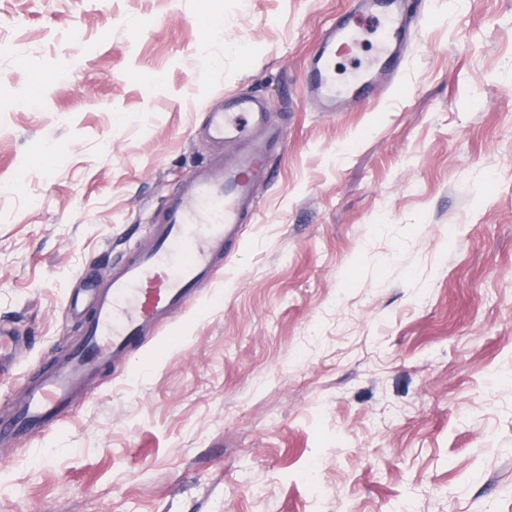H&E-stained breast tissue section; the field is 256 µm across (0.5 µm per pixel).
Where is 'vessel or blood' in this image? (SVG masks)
<instances>
[{
	"label": "vessel or blood",
	"mask_w": 512,
	"mask_h": 512,
	"mask_svg": "<svg viewBox=\"0 0 512 512\" xmlns=\"http://www.w3.org/2000/svg\"><path fill=\"white\" fill-rule=\"evenodd\" d=\"M366 6V0H352L351 12L337 15L323 30L307 67L305 87L325 111L343 100L378 96L385 79H396L405 56L418 44L420 16L409 0H382L373 12L383 34L375 63L359 72L351 86L336 87L330 66L349 48L352 11ZM267 112L254 97L238 95L227 98L223 110L210 113L211 139L231 145V152L182 181L154 226L150 247L127 254L105 287L96 290L81 341L41 376L23 382L13 415L0 419V439L61 420L72 396L92 375L137 350L214 278L238 248L242 226L254 220L255 191L269 177L262 145Z\"/></svg>",
	"instance_id": "vessel-or-blood-1"
}]
</instances>
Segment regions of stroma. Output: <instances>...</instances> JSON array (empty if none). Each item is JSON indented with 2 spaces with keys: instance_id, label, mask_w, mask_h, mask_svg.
Here are the masks:
<instances>
[{
  "instance_id": "obj_1",
  "label": "stroma",
  "mask_w": 512,
  "mask_h": 512,
  "mask_svg": "<svg viewBox=\"0 0 512 512\" xmlns=\"http://www.w3.org/2000/svg\"><path fill=\"white\" fill-rule=\"evenodd\" d=\"M350 5L0 0V418L212 158L211 104L282 132L197 300L0 445V512H512V0H427L398 88L325 112Z\"/></svg>"
}]
</instances>
